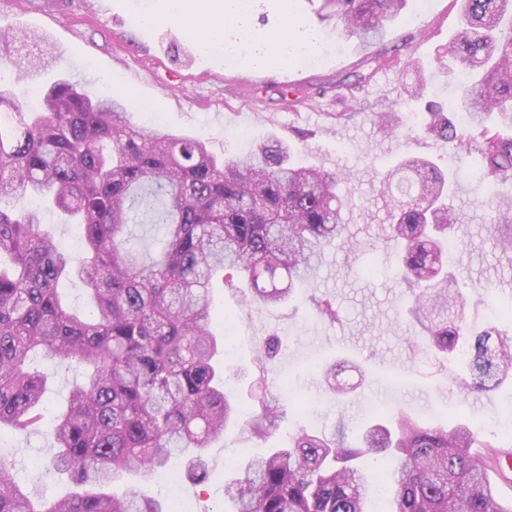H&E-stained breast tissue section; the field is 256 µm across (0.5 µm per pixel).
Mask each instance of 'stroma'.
Segmentation results:
<instances>
[{"label": "stroma", "instance_id": "1", "mask_svg": "<svg viewBox=\"0 0 512 512\" xmlns=\"http://www.w3.org/2000/svg\"><path fill=\"white\" fill-rule=\"evenodd\" d=\"M162 6L163 0H0V27L44 35L57 58L29 78H15L9 69L0 76L12 82L24 108L35 106L47 84L67 73L92 94L125 100L133 123L146 124L148 114H156L169 132L202 138L216 154H235L243 141L275 136L295 143L305 165L354 171V179L343 186L352 199L345 220L360 249L353 255L327 249L301 293L276 307L248 306L240 289L214 288L215 335L233 332L244 338L230 355L225 388L248 410L254 406L256 380L264 378L268 393L286 410L281 430L263 441L238 419L207 448L205 483L189 480L180 458L175 488L138 476L130 477V484L179 503L181 512H231L224 485L236 462L286 444L289 434L302 427L330 432L340 421L352 429L362 426L381 403L439 425L458 415L475 420L482 433L493 432L495 413L512 405V381L490 396L473 398L452 384L450 364L436 360L426 346L411 347L410 337L423 329L410 313L406 287L386 272L394 257L378 235L384 210L374 191L380 173L407 154L457 171L455 205L465 222L454 233L460 245L448 256V272L463 292L464 325L491 324L489 299L512 297V250H502L485 224L481 195L469 177L477 159L414 128L408 120L413 104H401L404 124L397 136L385 135L375 117L379 101L396 97L408 79L403 64L383 62L386 48L411 54L427 78L428 94L458 106V88L445 70L448 42L460 28L455 0H407L382 44L367 48L340 36L322 0H250L206 48L200 30L165 14ZM147 16L152 24H144ZM283 32L294 49L314 57L313 65L251 62L255 40ZM357 74L363 81L354 99H342L338 83ZM340 112L349 113V120H337ZM324 295L335 299L341 322L330 324L315 315L313 301ZM227 316L232 319L228 326L223 323ZM273 334L281 346L266 367H259V350ZM338 358L352 359L364 370L366 380L354 394L336 398L312 373L302 403L283 397V380L303 371L308 360ZM36 364L52 372L45 417L22 435L0 430V457L13 463L33 499L50 502L74 490L42 462L51 452L54 416L82 381L83 368L43 357Z\"/></svg>", "mask_w": 512, "mask_h": 512}]
</instances>
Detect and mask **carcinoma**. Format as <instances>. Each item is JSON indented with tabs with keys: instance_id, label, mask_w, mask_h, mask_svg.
I'll return each mask as SVG.
<instances>
[{
	"instance_id": "obj_1",
	"label": "carcinoma",
	"mask_w": 512,
	"mask_h": 512,
	"mask_svg": "<svg viewBox=\"0 0 512 512\" xmlns=\"http://www.w3.org/2000/svg\"><path fill=\"white\" fill-rule=\"evenodd\" d=\"M405 2L323 0L343 34L363 47L384 40ZM460 9L448 71L460 74L467 121L437 101L412 116L425 134L479 156L495 231L512 224V202L492 191L512 180V138L492 126L512 125V0H460ZM33 43L26 32L0 29V69L21 76L47 65ZM397 106L396 99L377 113L392 135L401 127ZM293 154L291 145L267 139L220 160L197 138L131 123L127 104L93 99L67 78L25 112L0 81V257L8 260L0 261V429L24 433L43 418L48 375L32 368L37 353L87 369L52 430L51 465L76 490L38 503L0 457V512H176L141 488L110 490L128 474L151 476L175 454L189 457L191 479L205 480L203 449L239 416L216 361L212 288L224 272H238L248 304L277 306L314 275L326 247L349 245L350 199L338 191L346 174L296 165ZM455 185L427 158L400 161L380 179L382 240L396 250L391 273L408 288L429 349L445 361L466 354L452 380L486 395L512 374V337L460 323L462 298L444 269L446 244L462 222ZM45 209L81 227L76 261L42 228ZM132 224L159 226L160 250L148 264L131 242ZM72 277L87 293L82 318L59 292ZM313 306L316 316L340 321L332 299L315 298ZM349 368L319 367L340 398L354 390L342 377ZM254 402L250 431L265 440L285 411L262 379ZM509 442L512 433L487 436L461 420L434 427L381 411L353 443L341 425L299 431L288 447L249 459L224 498L233 512H373L376 495L390 503L388 512H512L488 478L512 456ZM367 458L393 461L379 488L360 465Z\"/></svg>"
}]
</instances>
